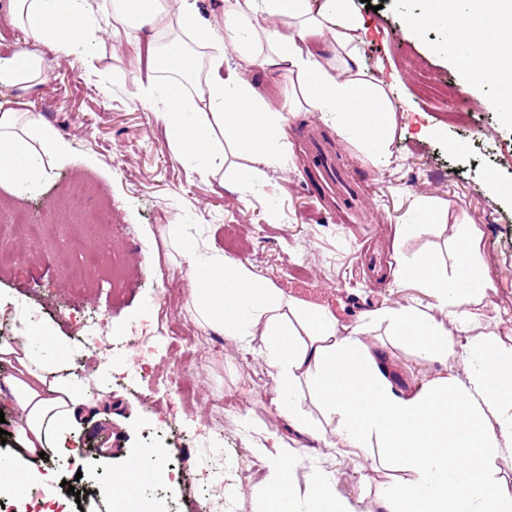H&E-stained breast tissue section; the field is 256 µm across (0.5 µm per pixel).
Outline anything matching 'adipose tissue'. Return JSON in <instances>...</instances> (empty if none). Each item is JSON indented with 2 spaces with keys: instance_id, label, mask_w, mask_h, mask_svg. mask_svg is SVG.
Listing matches in <instances>:
<instances>
[{
  "instance_id": "obj_1",
  "label": "adipose tissue",
  "mask_w": 512,
  "mask_h": 512,
  "mask_svg": "<svg viewBox=\"0 0 512 512\" xmlns=\"http://www.w3.org/2000/svg\"><path fill=\"white\" fill-rule=\"evenodd\" d=\"M423 23L466 19V49L459 62L470 82L499 84L512 77L500 57L512 46L500 43L503 21L512 18V0H424ZM27 37V44L0 56V86L31 89L50 76L40 45L69 54L97 56L96 18L113 33L148 32L149 75L137 89L146 100H160L157 120L169 129L175 156L207 150L211 160L201 176L222 166L223 154L212 131L245 146L255 163L271 161L269 147L281 141L282 125L260 100L255 87L225 73L224 57L236 53L252 66L286 68L300 97L284 111L309 109L335 123L346 138L358 135L389 146L396 114L384 91L355 57L364 34L349 0H224V36L200 24L195 0H100L91 17L87 0H5L0 5ZM191 106L203 114L194 140L178 132L176 110ZM65 142L39 128L29 112L0 101V185L25 192L37 186L43 158H65ZM455 270L444 278L433 261H419L411 276L435 297L434 308L408 305L382 313L389 335L423 358L446 367L444 373L406 391H396L383 374L361 329L345 330L325 309L286 299L249 269L222 255L190 252L195 318L204 329L248 345H264L262 359L273 370L278 415L324 447L344 457L365 458L371 446L383 448L386 464L402 472L385 484V512H512V491L496 477L498 461L512 459V345L487 331L473 307L483 296L481 275L472 258L469 235H455ZM295 316L293 329L285 321ZM53 330L33 326L11 342L0 343V361L12 374L0 381V398L16 411L15 434L22 455L65 447L84 401L78 382L49 379L50 351L61 349ZM313 397L334 421L331 434L311 426L303 410ZM254 448L266 464L264 512L286 504L288 512H361L360 501L340 494L338 472L316 471L304 485L291 486L297 461L276 432L259 429ZM22 455L0 458V489L20 502L30 500L37 479Z\"/></svg>"
}]
</instances>
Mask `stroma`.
Masks as SVG:
<instances>
[{
    "mask_svg": "<svg viewBox=\"0 0 512 512\" xmlns=\"http://www.w3.org/2000/svg\"><path fill=\"white\" fill-rule=\"evenodd\" d=\"M351 5L368 28L359 62L386 83L398 119L385 149L344 139L319 113L301 111L286 115L272 162L254 163L241 146L228 144L223 175L202 177L197 159L174 158L167 129L136 93L146 76L139 46L106 29L98 34L96 71L80 56L44 47L48 84L29 94L0 87V99L18 101L69 144L64 159L47 158L36 188L19 193L0 186V250L14 253L0 266V298L14 301L0 319L16 335L27 321L51 324L67 344L61 361L70 375L86 378L92 403L75 433L86 468L76 470L56 453L51 480L38 482L34 493L63 497L69 482L81 491L91 487L95 493L82 512H110L103 489L111 471L140 449L156 448L167 478L142 487L156 512H204L207 493L195 481L196 451L189 446L198 422L223 428L226 474L243 465L251 472L245 491L226 485L228 512L260 510L263 467L251 449L260 427L275 431L298 457L295 480L314 467L332 469L322 443L275 415V381L261 344L247 350L196 326L188 312L193 282L182 258L190 247L222 253L285 297L330 310L346 328L367 327L388 379L406 390L441 366L387 336L373 317L410 304L433 306L430 292L395 279L394 270L426 255L450 270L454 232L472 229L475 262L486 275L483 323L512 337V200L492 189L496 182L512 185V115L491 107L494 85L466 84L446 27L410 29L423 0ZM227 61L262 100L276 106L286 99L282 69H251L232 55ZM461 99L471 105L468 118L451 122ZM323 152L355 197L324 193L314 167ZM105 200L112 203L111 222L96 226L91 244L73 243L69 223L90 218ZM423 202L440 207V221L404 235ZM18 211L50 222L47 237L30 244L14 235L9 218ZM77 264L86 265L89 283L63 276ZM116 264L125 269V282L97 286ZM158 296L168 301L169 324L193 330L200 343L190 351L161 340L146 360L161 374L181 366L187 398L143 389L120 352L132 345L133 331L149 329L150 303ZM96 320L111 329V342L91 352L81 338ZM389 479L385 470L352 466L339 489L360 496L364 512H380L379 486Z\"/></svg>",
    "mask_w": 512,
    "mask_h": 512,
    "instance_id": "stroma-1",
    "label": "stroma"
}]
</instances>
